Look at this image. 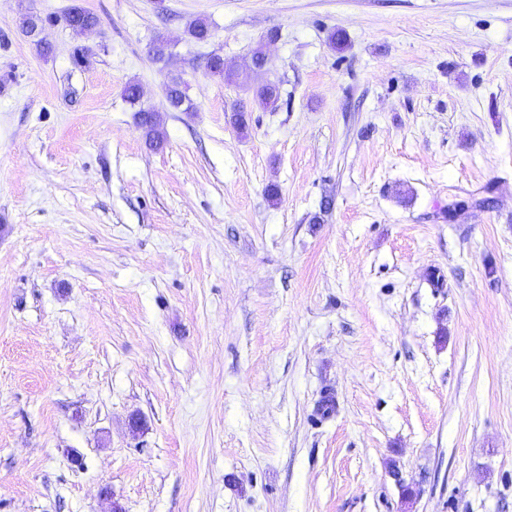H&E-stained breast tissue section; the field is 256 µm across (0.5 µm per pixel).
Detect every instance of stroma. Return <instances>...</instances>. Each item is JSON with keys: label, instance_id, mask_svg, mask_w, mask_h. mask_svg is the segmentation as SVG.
I'll return each instance as SVG.
<instances>
[{"label": "stroma", "instance_id": "1", "mask_svg": "<svg viewBox=\"0 0 512 512\" xmlns=\"http://www.w3.org/2000/svg\"><path fill=\"white\" fill-rule=\"evenodd\" d=\"M116 503L512 512V0H0V512ZM65 20L66 26L76 34H81L83 29L98 24L97 18L79 5H72L67 10V19Z\"/></svg>", "mask_w": 512, "mask_h": 512}]
</instances>
